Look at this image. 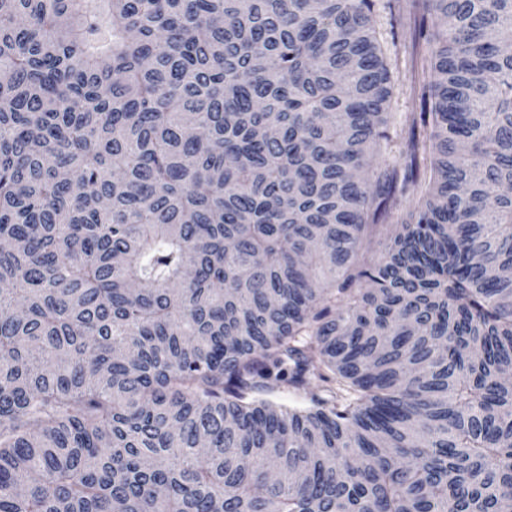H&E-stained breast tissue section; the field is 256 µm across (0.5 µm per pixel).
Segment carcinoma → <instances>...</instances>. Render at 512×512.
Wrapping results in <instances>:
<instances>
[{
    "label": "carcinoma",
    "instance_id": "obj_1",
    "mask_svg": "<svg viewBox=\"0 0 512 512\" xmlns=\"http://www.w3.org/2000/svg\"><path fill=\"white\" fill-rule=\"evenodd\" d=\"M410 2L393 161L373 0H0V512L512 502V0ZM260 397L286 406H303L301 396L293 388L275 381L270 383V387L261 393Z\"/></svg>",
    "mask_w": 512,
    "mask_h": 512
}]
</instances>
